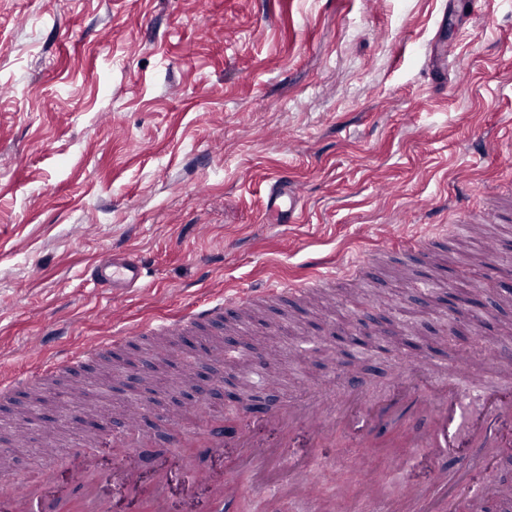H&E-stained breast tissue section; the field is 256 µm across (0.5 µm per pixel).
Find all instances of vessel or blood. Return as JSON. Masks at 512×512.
Returning a JSON list of instances; mask_svg holds the SVG:
<instances>
[{"mask_svg": "<svg viewBox=\"0 0 512 512\" xmlns=\"http://www.w3.org/2000/svg\"><path fill=\"white\" fill-rule=\"evenodd\" d=\"M301 202L297 189L278 179L270 183L266 203L268 222L286 223L294 217ZM87 275L97 290L116 296L141 287L150 275L147 260L131 252H115L89 267ZM336 270L313 265L306 284L281 282L260 288L242 289L199 303L173 318L157 320L145 326L123 328L111 337L96 338L78 350L60 349L45 354L37 372L24 376L0 378V399L10 398L21 388L37 384L43 375H66L91 365L99 356L124 345L130 336H200L224 325L229 305L244 306L256 302L287 303L289 297L311 298L318 290L332 287ZM410 381L396 394L375 395L358 382L348 383L343 397L319 390L306 400H289L271 414L270 419L282 428L306 422L317 441H331L338 427L349 428L355 445L361 450L356 460L362 471V508L364 512H382L384 496L377 475L368 466V451L377 447L380 427L397 407L408 406L411 412L425 414L429 429L424 443L436 454L455 459L464 442L455 431L461 414L462 400H469L471 421L477 439L476 451L484 462L498 459L502 449L512 447V389L502 385L470 383V356L462 354L449 366L448 377H440V365L428 358H410L406 364ZM143 445L130 431L109 429L94 441H78L64 451L54 453L24 483H16L9 464H0V512H112V494L143 499L145 512H168L169 482L165 473L145 481L136 467H128L122 478L103 467L97 450L108 447L120 456L134 457ZM173 447L191 449L182 461L187 488L205 487L220 501L234 499L239 493L235 481L224 480L218 473L198 469L194 458L221 454L224 447L238 448L241 467L253 468L267 458L255 442L250 425L244 421L230 423L217 420L211 429L195 432L179 429ZM289 486L305 495L308 502L319 499V484L304 467H293L286 478ZM402 497L416 505L418 512H447L448 479L439 473L434 487L412 482L401 491Z\"/></svg>", "mask_w": 512, "mask_h": 512, "instance_id": "obj_1", "label": "vessel or blood"}]
</instances>
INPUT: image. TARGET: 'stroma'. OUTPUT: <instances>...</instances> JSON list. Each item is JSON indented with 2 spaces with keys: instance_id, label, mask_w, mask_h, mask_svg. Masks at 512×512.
Instances as JSON below:
<instances>
[{
  "instance_id": "obj_1",
  "label": "stroma",
  "mask_w": 512,
  "mask_h": 512,
  "mask_svg": "<svg viewBox=\"0 0 512 512\" xmlns=\"http://www.w3.org/2000/svg\"><path fill=\"white\" fill-rule=\"evenodd\" d=\"M448 0H0V373L35 371L30 344L78 348L129 325L266 282H303L311 260L371 266L364 284L342 277L324 297L251 311L265 331L245 336L279 384L259 391L212 372L238 400L234 414L273 408L353 378L390 389L408 355L437 363L483 336L512 345V296L487 242L512 245V0H480L445 21ZM448 26V87L434 86L431 41ZM287 176L302 191L301 223L265 219L266 187ZM401 265L392 253L423 248ZM142 252L151 276L118 296L84 285L85 266L115 251ZM433 281L431 291L411 280ZM455 305H446L447 295ZM478 298L480 307L470 305ZM367 328L384 351L341 355L329 331ZM91 395L113 422L111 394L127 367L88 369ZM14 468L37 467L41 434L10 435ZM150 438L145 472L168 458L155 413L137 420ZM425 423L401 413L386 438L403 467L377 449L372 467L390 486L433 480L442 461L413 442ZM336 512L357 483L348 442L305 447Z\"/></svg>"
}]
</instances>
